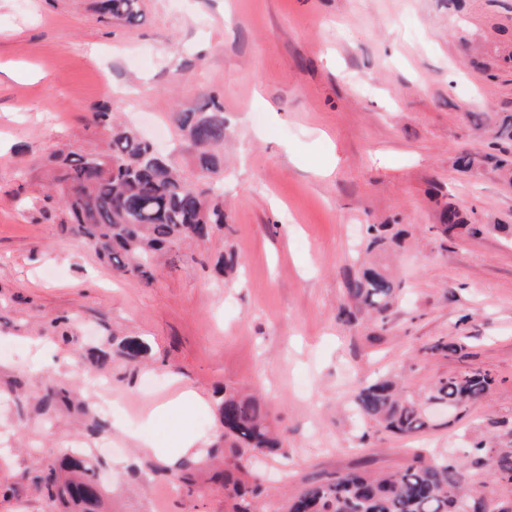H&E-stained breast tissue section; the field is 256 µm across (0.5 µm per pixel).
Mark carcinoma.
I'll return each mask as SVG.
<instances>
[{"label":"carcinoma","instance_id":"1","mask_svg":"<svg viewBox=\"0 0 512 512\" xmlns=\"http://www.w3.org/2000/svg\"><path fill=\"white\" fill-rule=\"evenodd\" d=\"M138 0H98V10L110 18L132 24L139 17ZM174 123L185 142L196 151L199 174L191 179L181 165L156 154L150 144L129 126L112 120V113H94V125L107 131V148L101 153L54 155L47 173L48 187L57 199L61 223L80 245L94 249L98 258L123 276L149 281L158 255L178 253L187 239L206 240L213 228L224 225L219 173V151L227 131L224 112L214 107L201 112L194 107L174 113ZM488 155L463 153L455 160L460 172L473 170ZM389 225H366L367 250L382 249L399 241L387 236ZM442 247L458 236L478 233L466 224L454 206L444 208L440 223L430 227ZM350 300L383 321L398 298V286L377 266H361L346 282ZM460 342L437 339L425 353L456 354ZM147 344L136 336L112 337V348L94 347L85 360L92 370L109 369L112 357L140 362ZM494 378L481 368L468 367L437 379L423 396L405 391L403 382L379 377L359 387L352 398L355 415L364 423L387 432L411 437L430 427L429 401L451 404L462 414L487 397ZM36 413L51 421L61 408L74 406L71 392L50 386L36 399ZM224 442L237 456L280 454L281 440L272 430L261 399L255 395L222 396L218 403ZM493 434L472 440L467 451L474 464H489L495 480L512 484V444L495 446ZM38 488L52 502L71 504L75 512H103L105 488L98 481L96 465L87 453L74 448L40 464ZM244 468L235 461L224 468L222 484L230 512H258L260 490L248 485ZM488 512L473 487L469 470L447 458L421 455L397 471L377 474L350 472L313 482L286 501L285 512Z\"/></svg>","mask_w":512,"mask_h":512}]
</instances>
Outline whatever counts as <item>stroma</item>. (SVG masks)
I'll list each match as a JSON object with an SVG mask.
<instances>
[{
    "instance_id": "obj_1",
    "label": "stroma",
    "mask_w": 512,
    "mask_h": 512,
    "mask_svg": "<svg viewBox=\"0 0 512 512\" xmlns=\"http://www.w3.org/2000/svg\"><path fill=\"white\" fill-rule=\"evenodd\" d=\"M139 13L128 24L104 19L96 0H0V390L17 380L28 395L52 382L80 390L81 347L140 337L144 363L114 359L108 382L125 426L163 447L189 428L212 448L219 389L264 398L283 453L249 468L260 512L336 473L464 456L470 435L511 423L512 235L499 227L512 225V180L454 162L489 153L512 115V0H139ZM211 98L230 122L228 219L151 282L118 275L40 202L56 152L105 149L92 123L105 106L196 173L173 114ZM447 206L485 232L439 247L428 227ZM369 224L406 233L401 251L378 257L400 287L382 324L339 315ZM228 251L241 267L222 276ZM58 317L75 339L45 347L38 333ZM439 337L465 343L464 354L424 356ZM466 366L492 372L489 396L420 435L368 431L349 407L380 376L422 395ZM184 390L205 405L141 425ZM0 436L10 443L0 512H61L32 477L36 460L84 442L72 414L48 426L0 406ZM95 444L112 512H227L210 467L196 471L193 494L171 493L176 463L138 454L113 428ZM151 464L155 478L139 482L133 468Z\"/></svg>"
}]
</instances>
